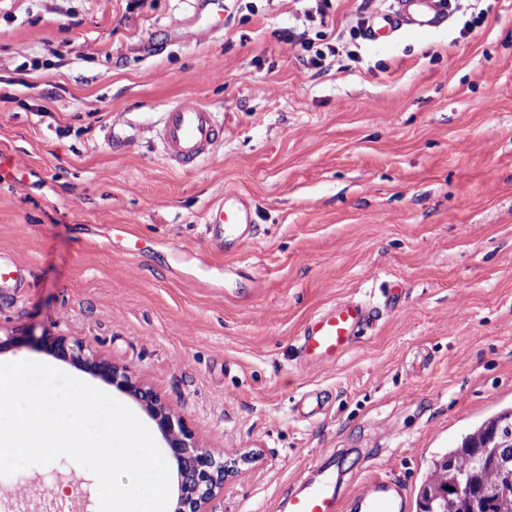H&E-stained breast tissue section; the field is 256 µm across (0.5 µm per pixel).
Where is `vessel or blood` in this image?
I'll return each instance as SVG.
<instances>
[{
    "label": "vessel or blood",
    "instance_id": "1",
    "mask_svg": "<svg viewBox=\"0 0 512 512\" xmlns=\"http://www.w3.org/2000/svg\"><path fill=\"white\" fill-rule=\"evenodd\" d=\"M447 19L441 0H394L389 11L374 16L369 36L374 39L403 30L427 34ZM158 135L170 162L187 170L214 154L224 139V123L210 106L183 101L162 112ZM252 222L251 207L232 193L211 207L207 219L216 231L217 244L237 251L249 243ZM376 318L375 308L363 301H339L313 316L299 339L304 368L337 363ZM340 488L339 482L325 480L294 497L292 512H406L408 507L402 483L375 465L353 493L342 495Z\"/></svg>",
    "mask_w": 512,
    "mask_h": 512
}]
</instances>
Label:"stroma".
I'll return each mask as SVG.
<instances>
[{"label": "stroma", "instance_id": "obj_1", "mask_svg": "<svg viewBox=\"0 0 512 512\" xmlns=\"http://www.w3.org/2000/svg\"><path fill=\"white\" fill-rule=\"evenodd\" d=\"M392 4L0 0V153L23 161L0 170V259L23 279L0 285V332L82 339L203 447L256 454L213 512H288L371 458L417 495L512 408V0L360 36ZM307 39L337 52L310 65ZM180 100L224 119L191 171L148 130ZM228 193L254 238L219 254L205 217ZM341 299L376 323L302 368L303 324ZM0 512H99L97 480L29 466L0 477Z\"/></svg>", "mask_w": 512, "mask_h": 512}]
</instances>
